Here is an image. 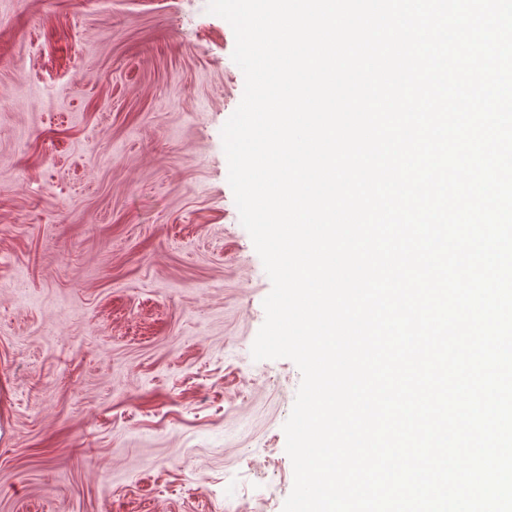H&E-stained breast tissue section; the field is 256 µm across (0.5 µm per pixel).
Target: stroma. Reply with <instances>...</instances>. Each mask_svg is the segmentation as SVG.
<instances>
[{
  "label": "stroma",
  "instance_id": "1",
  "mask_svg": "<svg viewBox=\"0 0 512 512\" xmlns=\"http://www.w3.org/2000/svg\"><path fill=\"white\" fill-rule=\"evenodd\" d=\"M208 0H0V512H282L301 374L221 128Z\"/></svg>",
  "mask_w": 512,
  "mask_h": 512
}]
</instances>
